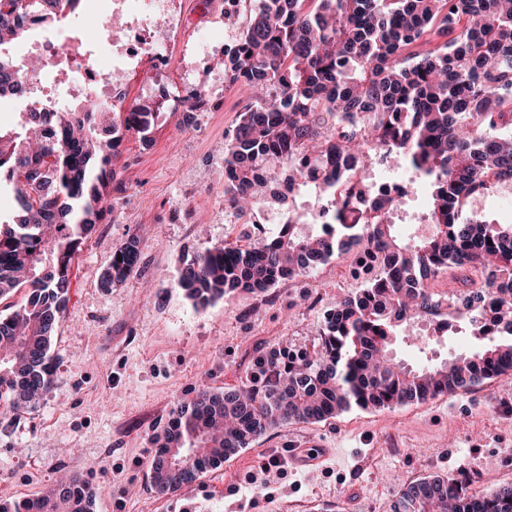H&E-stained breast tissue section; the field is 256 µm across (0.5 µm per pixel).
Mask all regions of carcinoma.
Masks as SVG:
<instances>
[{
  "instance_id": "cac0c4a2",
  "label": "carcinoma",
  "mask_w": 512,
  "mask_h": 512,
  "mask_svg": "<svg viewBox=\"0 0 512 512\" xmlns=\"http://www.w3.org/2000/svg\"><path fill=\"white\" fill-rule=\"evenodd\" d=\"M82 0H0V99L31 101L0 128V191L15 219L0 226V299L28 288L21 310L0 315V415L53 383L52 338L68 302L82 241L112 211L116 150L126 133L152 132L157 113L134 105L103 112L86 97L63 112L31 100L19 60L3 50L49 27ZM246 18L224 50V76L248 102L224 142V207L238 216L278 203L283 180L327 204L336 232L304 234L299 211L278 234L214 246L184 262L177 285L204 307L239 291L307 277L355 251L376 263L364 287L336 297L311 354L258 362L261 388L200 389L157 438L156 492L189 486L282 422L327 420L353 407L386 409L449 394L512 372V224L461 219L467 201L512 182V0H241ZM409 171L425 191L431 233L407 238L390 215L400 196L376 198L363 224L344 222L351 183L375 159ZM122 260H117V257ZM132 241L112 252L104 286L138 269ZM484 282L458 297L433 291L446 269ZM448 308L477 347L434 365L389 356L400 329ZM499 313L498 334L484 324ZM476 478L435 476L406 485L392 512H512V483L473 497ZM93 493L71 475L51 496L0 504V512H91Z\"/></svg>"
}]
</instances>
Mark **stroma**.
Returning a JSON list of instances; mask_svg holds the SVG:
<instances>
[{"label": "stroma", "instance_id": "obj_1", "mask_svg": "<svg viewBox=\"0 0 512 512\" xmlns=\"http://www.w3.org/2000/svg\"><path fill=\"white\" fill-rule=\"evenodd\" d=\"M121 0H83L76 14L48 27L60 53L49 84L75 73L78 53L118 61L126 27L104 24ZM179 17L172 45L153 44L169 58L123 70L125 104L159 113L148 138L127 133L116 160L122 186L112 213L84 239L71 273L69 301L52 342L56 375L36 406L0 417V500L30 498L68 474L82 475L94 512H282L285 502L313 499L326 512H390L409 475L475 473L474 489L512 482V376L472 391L383 410L350 409L314 423L288 422L204 473L190 487L161 495L151 486L154 434L177 405L206 386L246 382L269 352L317 348L337 294L361 282L352 255L313 275L283 280L265 294L242 291L203 308L176 284L184 261L249 234L224 207V141L246 103L223 84L218 108L185 117L174 108L185 85L208 89L227 28L216 0H172ZM137 240L138 270L106 288L101 274L113 250ZM469 325L418 350L398 340V360L442 361L473 349ZM311 443L331 448L321 467L299 470L291 451ZM285 466L269 489L248 474L269 459Z\"/></svg>", "mask_w": 512, "mask_h": 512}]
</instances>
